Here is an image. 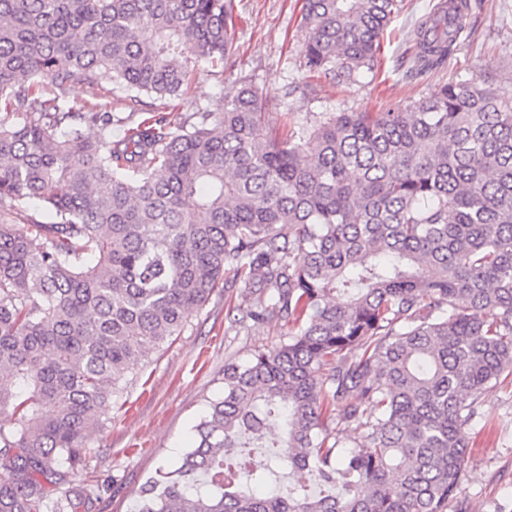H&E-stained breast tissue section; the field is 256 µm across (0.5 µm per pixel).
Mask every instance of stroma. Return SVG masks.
Listing matches in <instances>:
<instances>
[{
    "label": "stroma",
    "mask_w": 512,
    "mask_h": 512,
    "mask_svg": "<svg viewBox=\"0 0 512 512\" xmlns=\"http://www.w3.org/2000/svg\"><path fill=\"white\" fill-rule=\"evenodd\" d=\"M436 2L404 0L403 12L384 36L382 66L337 86L306 70L300 58L306 38L302 0H235L232 63L222 68L197 63L187 92L169 110L176 115L201 108L221 111L225 94L243 80L277 103V128L290 121L314 124L323 112H382L446 83L490 86L512 95V0H484L447 64L408 76L414 26ZM68 98L108 102L113 111L126 113L152 102L145 95L131 101L107 79L93 90L73 85ZM243 289L239 283L227 292L216 290L189 315L178 336L129 375L121 397L105 407L106 421L88 442L87 465L70 483L74 489H100L95 512H133L141 485L192 446L194 427L209 400L224 391L225 361L246 360L254 349L275 346L287 336L289 327L280 320L253 322L244 330L236 326ZM463 435L467 478L459 498L466 512H512V375L484 392L479 416Z\"/></svg>",
    "instance_id": "obj_1"
}]
</instances>
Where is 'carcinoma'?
Segmentation results:
<instances>
[{
  "label": "carcinoma",
  "instance_id": "cac0c4a2",
  "mask_svg": "<svg viewBox=\"0 0 512 512\" xmlns=\"http://www.w3.org/2000/svg\"><path fill=\"white\" fill-rule=\"evenodd\" d=\"M403 0H302L304 67L350 84L380 65ZM233 0H0V512H92L53 498L83 468L101 408L231 271L239 324L287 341L224 363V392L136 512H448L462 429L512 373V98L442 85L386 112L331 113L279 140L273 101L242 82L224 109L138 124L70 102L107 77L160 101L190 63L232 56ZM459 30L438 3L411 72L442 67ZM126 124L124 137L112 126ZM349 292L343 302L336 293ZM340 421L362 431L341 455ZM281 419L274 494L253 442ZM320 480L305 493L302 472ZM1 220L8 224H18L20 227H27L28 224H34L36 222H49L51 218L42 208L30 205L13 210L0 207V222Z\"/></svg>",
  "mask_w": 512,
  "mask_h": 512
}]
</instances>
